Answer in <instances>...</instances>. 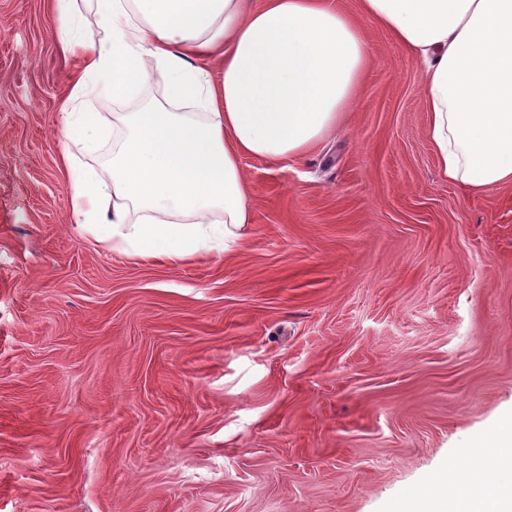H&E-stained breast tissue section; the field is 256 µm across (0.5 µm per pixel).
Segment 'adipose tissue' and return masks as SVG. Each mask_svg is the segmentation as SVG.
Wrapping results in <instances>:
<instances>
[{
	"label": "adipose tissue",
	"mask_w": 512,
	"mask_h": 512,
	"mask_svg": "<svg viewBox=\"0 0 512 512\" xmlns=\"http://www.w3.org/2000/svg\"><path fill=\"white\" fill-rule=\"evenodd\" d=\"M363 17L421 67L425 134L441 175L477 193L512 183V0H360ZM80 74L61 133L80 230L130 259L178 264L233 251L251 220L243 157L302 160L342 128L368 65L364 31L333 0H93L98 41L73 36L77 0H55ZM217 61L211 74L207 61ZM162 71L161 101L118 112L109 176L81 157L103 127L76 110L98 78L122 99ZM456 482L399 512H512V425L460 448Z\"/></svg>",
	"instance_id": "adipose-tissue-1"
}]
</instances>
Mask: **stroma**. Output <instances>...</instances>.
Here are the masks:
<instances>
[{"instance_id":"stroma-1","label":"stroma","mask_w":512,"mask_h":512,"mask_svg":"<svg viewBox=\"0 0 512 512\" xmlns=\"http://www.w3.org/2000/svg\"><path fill=\"white\" fill-rule=\"evenodd\" d=\"M346 124L245 157L232 253L77 227L51 0H0V512H398L512 417V186L448 182L421 70L364 20Z\"/></svg>"}]
</instances>
